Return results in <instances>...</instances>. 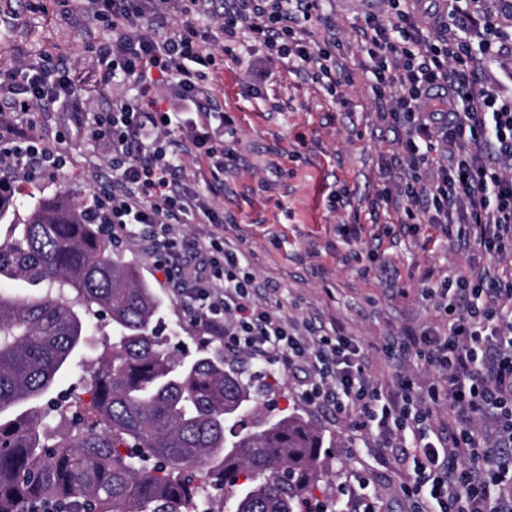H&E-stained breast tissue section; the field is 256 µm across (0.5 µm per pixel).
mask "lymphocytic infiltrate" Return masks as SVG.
Returning a JSON list of instances; mask_svg holds the SVG:
<instances>
[{
  "label": "lymphocytic infiltrate",
  "instance_id": "1",
  "mask_svg": "<svg viewBox=\"0 0 512 512\" xmlns=\"http://www.w3.org/2000/svg\"><path fill=\"white\" fill-rule=\"evenodd\" d=\"M182 2L88 0L86 18L111 31L93 46L96 88L126 83L136 92L113 98L108 111H88L65 60L38 70L21 62L0 80V187L65 166L40 130L47 113L68 110L72 131L108 156L112 170L111 185L92 194L87 211L113 240L143 246L163 284L225 350L264 367L283 364L300 402L352 416L354 431H376L390 454L413 448L414 477L404 489L413 512H512V496L502 493L512 487V275L428 278L422 297L443 330L384 346L439 371L421 393L406 375L396 392H383L353 339L319 335L281 315L244 253L217 233L209 196L182 184L193 162L207 161L216 177L235 158L219 142L233 135V121L218 114L204 83L213 45L200 40ZM203 2L226 43L250 35L269 55L309 66L328 91L341 86L330 51L306 38L320 0ZM364 22L371 91L393 133L389 183L374 204L400 196L408 233L428 224L474 240L498 262L512 258V95L461 67L469 43L448 29L436 0H378ZM161 83L173 87L178 105L150 98ZM190 222L207 232L180 233ZM443 398L453 423L434 437L432 407Z\"/></svg>",
  "mask_w": 512,
  "mask_h": 512
}]
</instances>
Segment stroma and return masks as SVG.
<instances>
[{
	"mask_svg": "<svg viewBox=\"0 0 512 512\" xmlns=\"http://www.w3.org/2000/svg\"><path fill=\"white\" fill-rule=\"evenodd\" d=\"M77 10V0H0V75L20 59L49 66L66 57L91 68L87 47L105 36L107 27L71 22ZM323 11L332 25L313 20L307 28L312 41L336 57L345 76L340 96L287 61L266 62L260 46L240 40L231 53L217 54L207 70L218 107L234 120L237 158L219 181L211 180L207 163L194 164L191 186L210 193L225 242L249 252L260 278L277 286L288 316L329 333L341 329L354 339L367 357V374L383 391H395L403 371L424 386L434 377L431 369L417 361L386 359L382 351L389 337L437 323V312L420 295L424 271L469 277L493 260L431 226L409 235L402 228L403 210L371 207L383 184L391 134L375 115L366 60L358 48L365 7L362 0H325ZM254 73L261 90L255 98L243 93ZM66 120L65 113H52L45 133L67 164L37 183L16 185V221L26 219L30 199L67 194L81 200L109 173L85 139L58 138ZM341 190L344 202L334 203ZM387 224L393 234L380 235ZM119 250L161 300L159 333L177 354L191 359L203 349L223 352V343L158 284L140 246L125 243ZM266 383L264 400L272 413H299L325 435L328 474L314 492L317 499L332 500L336 512H353L350 489L364 479L366 494L378 498L385 512H406L409 464L388 459L375 433L354 435L350 417L300 404L287 371L269 370Z\"/></svg>",
	"mask_w": 512,
	"mask_h": 512,
	"instance_id": "stroma-1",
	"label": "stroma"
}]
</instances>
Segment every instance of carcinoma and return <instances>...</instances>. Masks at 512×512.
Instances as JSON below:
<instances>
[{
	"label": "carcinoma",
	"mask_w": 512,
	"mask_h": 512,
	"mask_svg": "<svg viewBox=\"0 0 512 512\" xmlns=\"http://www.w3.org/2000/svg\"><path fill=\"white\" fill-rule=\"evenodd\" d=\"M84 204L40 200L0 240V512H307L325 467L323 434L299 415L263 418L251 382L224 360L186 362L157 334L150 285ZM112 322L94 364L93 416L47 435L58 374L87 324Z\"/></svg>",
	"instance_id": "obj_1"
}]
</instances>
